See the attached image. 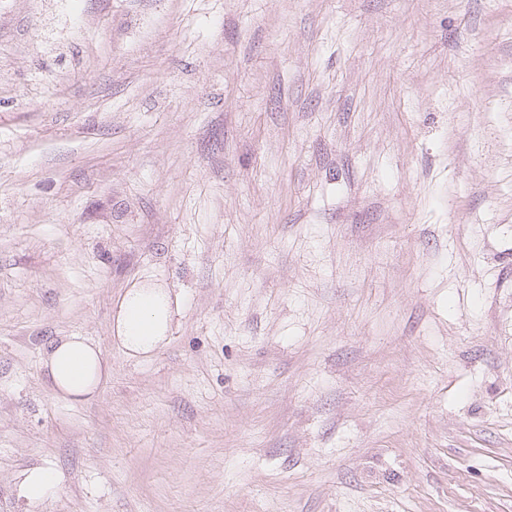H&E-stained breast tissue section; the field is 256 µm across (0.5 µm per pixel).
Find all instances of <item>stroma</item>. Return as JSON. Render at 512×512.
Masks as SVG:
<instances>
[{
  "instance_id": "stroma-1",
  "label": "stroma",
  "mask_w": 512,
  "mask_h": 512,
  "mask_svg": "<svg viewBox=\"0 0 512 512\" xmlns=\"http://www.w3.org/2000/svg\"><path fill=\"white\" fill-rule=\"evenodd\" d=\"M0 512H512V0H0ZM178 305V298L173 299L164 288L133 283L123 293L114 316V332L120 347L131 356L153 353L168 341ZM41 370L55 394L65 401H85L112 375L97 343L81 335L51 341L41 359ZM54 481L53 474L47 470L35 469L30 471L25 480L27 496L31 499L42 498Z\"/></svg>"
}]
</instances>
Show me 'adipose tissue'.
<instances>
[{
  "mask_svg": "<svg viewBox=\"0 0 512 512\" xmlns=\"http://www.w3.org/2000/svg\"><path fill=\"white\" fill-rule=\"evenodd\" d=\"M171 294L156 285L135 283L123 293L114 316V332L124 352L147 356L168 340L174 315ZM41 368L55 394L84 401L112 375V366L91 339L72 335L51 341Z\"/></svg>",
  "mask_w": 512,
  "mask_h": 512,
  "instance_id": "1",
  "label": "adipose tissue"
}]
</instances>
